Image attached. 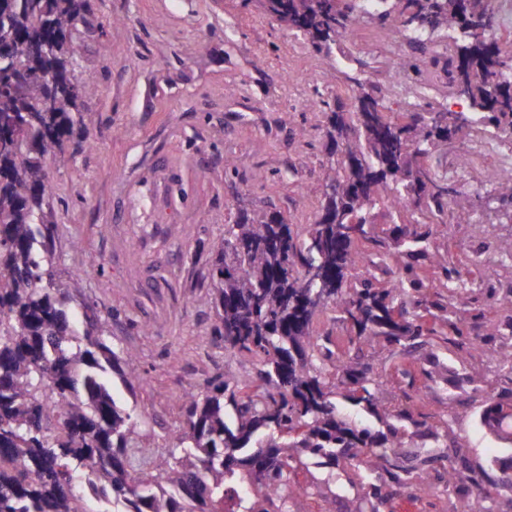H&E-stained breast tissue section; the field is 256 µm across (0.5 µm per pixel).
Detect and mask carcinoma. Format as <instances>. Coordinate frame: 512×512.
<instances>
[{"mask_svg": "<svg viewBox=\"0 0 512 512\" xmlns=\"http://www.w3.org/2000/svg\"><path fill=\"white\" fill-rule=\"evenodd\" d=\"M88 0H11L0 8V135L19 124L24 138L0 153V512H88L85 498L112 505L110 512H303L321 498L294 480L300 468H326L336 481L345 461L363 465L372 495L381 487L410 485L412 457L427 467L443 462L438 479L458 495V512H476L477 490L461 459L426 445L438 435L410 410L380 414L379 388L356 349L371 336L416 350L437 338L477 350L467 340L462 314L478 301L473 284L448 261L437 266L458 295L459 314L428 292L417 262L429 254L430 232L419 220L378 243V260L366 261L360 240L342 224H375L383 197L405 201L415 214L448 210L459 224L471 201L422 165L438 146L482 131L512 132V52L494 36V0H262L264 11L315 51L329 57L364 16L391 28L421 58L405 59L416 81L421 64L447 40L456 71L469 72V112L431 102L406 103L402 120L389 112L382 86L345 76L356 91L355 109L340 98L313 101L325 114L332 145L322 181L336 184L320 217L304 228L278 211L237 209L224 225V245L212 263L208 301L214 333L224 349L248 353L256 372L240 378L227 366L205 391L182 396L181 428L172 445L150 450L133 410L121 409L108 372L118 354L84 306L78 331L75 297L86 276L59 286L50 257L56 224L48 209L47 159L84 137L92 113L77 107L74 56L68 37L88 11ZM54 91L56 111L33 108ZM368 104L373 111H365ZM495 198L512 205V174L497 177ZM320 267L327 287L303 286L304 268ZM391 276L375 288L372 269ZM331 307L354 335L341 351L332 334L315 335L313 319ZM500 369L512 375V325L500 331ZM363 408L386 427L373 431L338 417L336 399ZM410 419V440L396 423ZM512 492V452L493 459Z\"/></svg>", "mask_w": 512, "mask_h": 512, "instance_id": "carcinoma-1", "label": "carcinoma"}]
</instances>
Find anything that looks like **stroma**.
Masks as SVG:
<instances>
[{
	"instance_id": "stroma-1",
	"label": "stroma",
	"mask_w": 512,
	"mask_h": 512,
	"mask_svg": "<svg viewBox=\"0 0 512 512\" xmlns=\"http://www.w3.org/2000/svg\"><path fill=\"white\" fill-rule=\"evenodd\" d=\"M84 88L81 111L94 115L88 147L50 158L49 199L56 226L57 284L91 270L83 298L118 351L131 352L140 376L134 391L117 387L141 433L162 446L174 436L179 398L223 374L253 372L251 356H228L214 336L206 298L224 226L238 207L274 208L291 224L313 223L328 161L316 94L335 95L347 47L316 56L266 15L257 0H89L73 35ZM432 247L449 264L473 255L498 259L493 282L512 293V222L476 205L466 224L430 225ZM361 354L381 384L386 409L412 407L457 450L471 476L491 491L498 512L512 497L497 488L493 456L512 442L485 415L512 405V375L484 352L426 345L410 355L374 339ZM403 364L407 375L397 374ZM300 484L336 495V512H371L364 468L300 471ZM380 512H453L436 478L411 489L385 488Z\"/></svg>"
}]
</instances>
